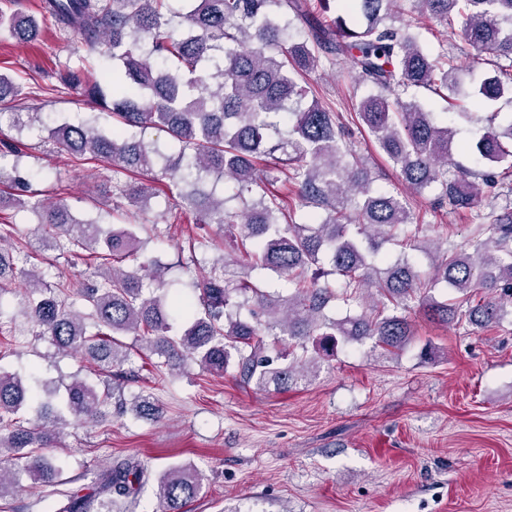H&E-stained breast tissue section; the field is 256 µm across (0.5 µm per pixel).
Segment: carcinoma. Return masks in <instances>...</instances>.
Listing matches in <instances>:
<instances>
[{"instance_id":"cac0c4a2","label":"carcinoma","mask_w":512,"mask_h":512,"mask_svg":"<svg viewBox=\"0 0 512 512\" xmlns=\"http://www.w3.org/2000/svg\"><path fill=\"white\" fill-rule=\"evenodd\" d=\"M417 2L422 15L495 57L493 73L473 93L458 90L453 58L432 57L399 23L398 0L340 3L349 18L338 15L327 25L310 20L300 0H42L41 12L75 35L80 50L41 91H80L120 124L106 134L91 119L63 123L51 129V140L77 161L112 168L118 208L148 203V191L120 175L160 174L176 190V203L196 211L197 223L234 233L245 255L242 269L271 271L288 294L244 279L224 255L204 276L184 283L194 299H170L188 323L174 332L163 309L165 267L149 258L133 270L112 266L120 257L138 258V225L111 230L77 220L63 201L45 202L28 191L14 204L39 216V251L78 257L88 249L101 263L69 300L26 269L28 258L0 246V297L13 294L39 338L101 372L130 365L147 351L159 367L183 371L191 362L215 374L232 367L241 382L279 391L335 356L341 343L371 340L399 355L414 337L406 316L414 308L435 322L464 319L479 327L512 315V208L491 210L488 236L468 249L421 246L406 235L414 223L407 199L373 186L370 168L345 141L336 115L304 80L321 52L345 60L372 89L357 104L358 122L406 188L421 194L436 185L453 208H472L484 187L512 177V112L495 109L487 116L474 146L483 168L472 170L454 159L458 130L438 124L409 91L446 90L451 108L473 95L487 106L512 96V0ZM290 12L305 27L294 25ZM38 32L35 16L0 9V35L29 41ZM101 57L112 60L110 95L94 69ZM152 128L179 143L176 159L145 139ZM262 158L289 166L293 196L315 209L308 222L293 221L288 188H271L275 179L257 167ZM224 179L234 181L233 195L218 198L204 189ZM236 199L242 207L228 208ZM389 241L425 253L430 272L405 256L381 263L379 248ZM323 257L327 270L319 266ZM439 283L457 302L424 293ZM358 300L357 315L330 319L324 313L333 302ZM284 336L293 344L282 346ZM121 390L119 382L97 384L77 374L64 383L37 370L25 377L0 370V500L19 483L10 461L23 458L24 474L41 486L38 499L56 498V512H112L135 502L151 477L138 459L98 470L92 492L82 494L60 488L53 458L66 428L99 421L112 408L137 418L160 415L151 396L126 400ZM201 484L193 465L168 466L157 484L162 512H185Z\"/></svg>"}]
</instances>
